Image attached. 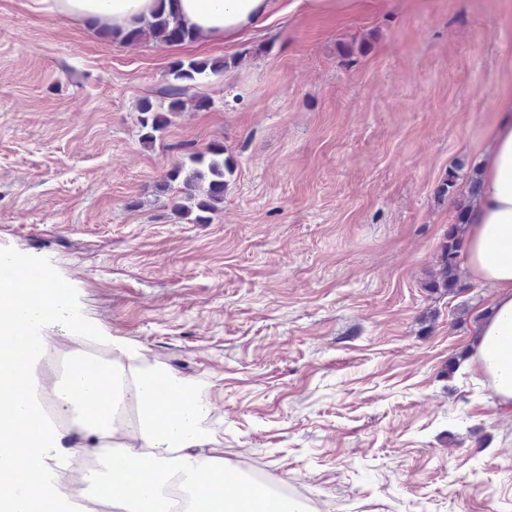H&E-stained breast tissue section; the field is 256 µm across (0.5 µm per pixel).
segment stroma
I'll return each mask as SVG.
<instances>
[{
	"mask_svg": "<svg viewBox=\"0 0 512 512\" xmlns=\"http://www.w3.org/2000/svg\"><path fill=\"white\" fill-rule=\"evenodd\" d=\"M104 27L0 0V248L193 381L232 475L321 512H512V414L466 356L489 288L426 286L512 84V0H277L228 45ZM186 57L232 66L146 144L137 106ZM213 143L232 171L193 224L163 184Z\"/></svg>",
	"mask_w": 512,
	"mask_h": 512,
	"instance_id": "stroma-1",
	"label": "stroma"
}]
</instances>
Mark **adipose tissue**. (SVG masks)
I'll list each match as a JSON object with an SVG mask.
<instances>
[{"instance_id": "adipose-tissue-1", "label": "adipose tissue", "mask_w": 512, "mask_h": 512, "mask_svg": "<svg viewBox=\"0 0 512 512\" xmlns=\"http://www.w3.org/2000/svg\"><path fill=\"white\" fill-rule=\"evenodd\" d=\"M42 10L76 19L95 17L125 27L149 14L153 0H35ZM175 16L211 38L241 37L265 17L272 0H172ZM496 120L476 169L480 196L472 203L462 265L490 286L486 307L470 340L473 363L489 382L499 407L512 410V90L501 89ZM76 334L67 376L70 402L80 404V430L100 463L86 481L92 496L111 502L115 512H206L219 501L222 512H267L269 488L252 497L229 485L230 465L210 445L203 427L207 407L192 381L160 373L119 338L106 337L112 364L86 371ZM137 408L129 440L115 438L118 405Z\"/></svg>"}]
</instances>
